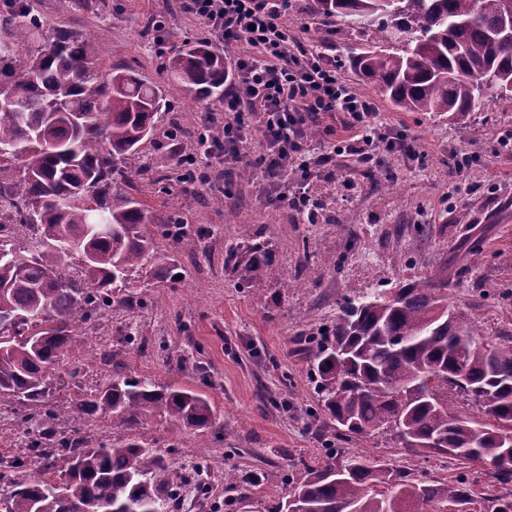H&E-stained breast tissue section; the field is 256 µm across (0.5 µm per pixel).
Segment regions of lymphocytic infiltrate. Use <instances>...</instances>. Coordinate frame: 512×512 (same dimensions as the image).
<instances>
[{"mask_svg": "<svg viewBox=\"0 0 512 512\" xmlns=\"http://www.w3.org/2000/svg\"><path fill=\"white\" fill-rule=\"evenodd\" d=\"M203 38L224 53L231 80L224 96V137L199 146L193 171L207 179L213 164L259 167L270 205L296 211L309 207L311 186L324 171L352 174L376 163L380 152L420 162L416 140L371 122L372 107L343 80L335 59L301 46L288 27L291 0H178ZM343 113L354 136L334 142L325 116ZM319 125L329 144L317 147L307 135ZM262 139L258 153L248 148L252 131Z\"/></svg>", "mask_w": 512, "mask_h": 512, "instance_id": "1", "label": "lymphocytic infiltrate"}]
</instances>
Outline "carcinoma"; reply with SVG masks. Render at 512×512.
<instances>
[{"label":"carcinoma","mask_w":512,"mask_h":512,"mask_svg":"<svg viewBox=\"0 0 512 512\" xmlns=\"http://www.w3.org/2000/svg\"><path fill=\"white\" fill-rule=\"evenodd\" d=\"M311 10L341 31L375 28L376 44L348 52L352 66L402 108L445 114L475 112L494 99L512 100V0H312ZM0 402L31 407L21 415L42 474L20 478L25 463L0 457V512H172L171 476L141 440L90 445L82 435L98 412L133 431L161 417L208 429L216 417L202 394L117 370L95 393L47 405L62 353L83 343L78 327L103 306L133 311L144 302L118 288L157 258L156 236L180 243L186 220L177 208L155 214L135 195V177L171 180L128 161L162 135L161 89L129 66L104 68L95 43L43 28L27 0L0 3ZM165 70L199 100L224 102V56L203 40L171 53ZM23 224L40 238L35 254L5 232ZM73 255L83 275L66 273ZM242 286L270 278L259 244L229 252ZM332 341L318 343L313 370L319 404L337 441L391 432L415 457H444L453 448L458 472L420 480L394 471L378 454L335 456L305 465L288 491L299 512H512V461L501 441L512 434V334L482 337L474 319L448 306V280L413 281L390 302L374 292L344 299ZM352 361L341 375L336 351ZM470 410L451 407L448 393ZM66 417L62 433L55 421ZM480 465L484 470L469 471Z\"/></svg>","instance_id":"cac0c4a2"}]
</instances>
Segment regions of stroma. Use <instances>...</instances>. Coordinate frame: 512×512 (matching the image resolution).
<instances>
[{
    "mask_svg": "<svg viewBox=\"0 0 512 512\" xmlns=\"http://www.w3.org/2000/svg\"><path fill=\"white\" fill-rule=\"evenodd\" d=\"M29 2L45 29L86 35L103 64H129L160 86L169 106L165 121L185 125L203 113V103L167 77L155 53L198 38L175 0H98L95 10ZM310 4L293 0L291 28L306 26L304 45L335 56L342 76L372 102L374 124L417 139L424 164L380 155L376 169L391 179L385 189L366 168L355 173L351 188L340 176L318 182L326 205L312 224L288 207L270 208L255 178L235 188L233 209L214 207L211 197L224 188L219 166L210 168L205 185L174 180L162 189L141 187V200L157 213L183 209L188 231L201 232V240L190 247L160 239L150 272L126 283V294L144 307L101 309L91 345L65 354L50 394L51 403L62 404L90 393L118 364L130 376L204 394L216 415L212 428L153 419L137 431L171 473L199 464L209 476L207 496L183 500L177 512H274L302 479L304 464L326 460L335 438L311 376L315 348L305 338L335 321L343 296L357 299L440 273L448 278L449 305L472 314L484 334L512 333V152L497 143L512 130V103L490 102L452 119L399 108L346 60L345 47L373 45V31L338 33ZM158 16L169 17L165 30L153 27ZM454 148L477 155L467 186L458 190L448 179ZM233 211L272 252L275 273L264 290L240 287L226 261L240 242ZM462 211L468 219L460 224ZM476 239L484 246L477 263L469 252ZM327 257L335 266L324 265ZM104 349L111 360L102 359ZM20 410L17 403L0 405V456L22 458L33 477L37 463L25 446ZM347 448L374 450L393 469L443 475L437 459L412 457L384 434L353 438ZM228 472L235 482H225Z\"/></svg>",
    "mask_w": 512,
    "mask_h": 512,
    "instance_id": "35a3bbf8",
    "label": "stroma"
}]
</instances>
